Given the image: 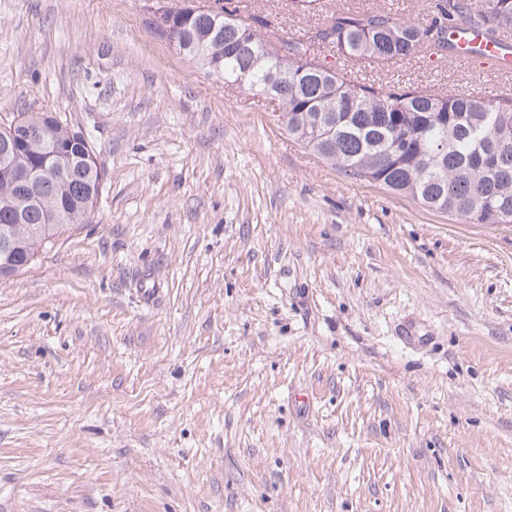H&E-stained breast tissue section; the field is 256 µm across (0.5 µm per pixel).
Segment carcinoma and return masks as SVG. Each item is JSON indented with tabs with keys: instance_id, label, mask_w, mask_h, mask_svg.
Masks as SVG:
<instances>
[{
	"instance_id": "carcinoma-1",
	"label": "carcinoma",
	"mask_w": 512,
	"mask_h": 512,
	"mask_svg": "<svg viewBox=\"0 0 512 512\" xmlns=\"http://www.w3.org/2000/svg\"><path fill=\"white\" fill-rule=\"evenodd\" d=\"M179 54L243 89L271 92L288 134L345 174L405 195L422 208L473 224H512V98L444 93L381 80H353L316 60L326 44L347 62L388 63L428 48L453 50L450 34L464 27L502 41L512 37V0H440L425 22L383 12H337L316 37L272 40L236 12L199 14L182 22ZM45 112L19 113L41 122L44 133L5 160L22 170L63 148L72 162L38 183L36 198L20 206L15 187L0 175V237L21 248L0 252V265L16 274L52 240L95 218L99 176L84 161L91 139L71 134L68 120L51 123Z\"/></svg>"
}]
</instances>
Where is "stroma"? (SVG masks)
I'll return each instance as SVG.
<instances>
[{
    "label": "stroma",
    "mask_w": 512,
    "mask_h": 512,
    "mask_svg": "<svg viewBox=\"0 0 512 512\" xmlns=\"http://www.w3.org/2000/svg\"><path fill=\"white\" fill-rule=\"evenodd\" d=\"M146 3L0 0V115H66L107 174L93 223L0 278V512H512V224L344 176ZM230 3L297 38L437 0Z\"/></svg>",
    "instance_id": "obj_1"
}]
</instances>
